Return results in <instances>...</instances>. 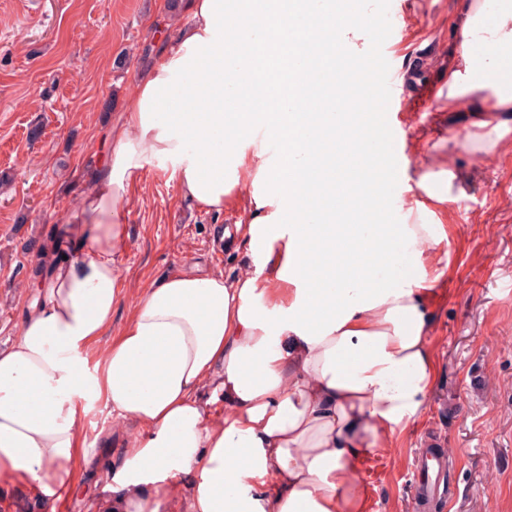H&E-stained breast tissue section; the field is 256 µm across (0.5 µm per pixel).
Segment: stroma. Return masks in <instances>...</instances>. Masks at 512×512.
Wrapping results in <instances>:
<instances>
[{
  "instance_id": "stroma-1",
  "label": "stroma",
  "mask_w": 512,
  "mask_h": 512,
  "mask_svg": "<svg viewBox=\"0 0 512 512\" xmlns=\"http://www.w3.org/2000/svg\"><path fill=\"white\" fill-rule=\"evenodd\" d=\"M164 0H0V348L19 336L26 298L46 275V249L65 255L87 174L132 94L143 63L176 35ZM455 0H388L392 65L413 72L390 107L410 178L454 160L445 268L428 312L436 379L417 422L371 452L367 512H416L409 464L428 441L448 452L458 486L446 512H512V145L479 152L470 117L448 102ZM245 203L208 213L182 198L157 164L133 190L113 329L145 290L176 271L235 277L247 269L240 235L223 227ZM127 424L93 404L82 425L91 450L60 512H98L118 448L101 432Z\"/></svg>"
}]
</instances>
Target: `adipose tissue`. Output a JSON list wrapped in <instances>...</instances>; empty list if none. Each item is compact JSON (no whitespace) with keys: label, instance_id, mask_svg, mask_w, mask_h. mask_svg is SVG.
Masks as SVG:
<instances>
[{"label":"adipose tissue","instance_id":"1","mask_svg":"<svg viewBox=\"0 0 512 512\" xmlns=\"http://www.w3.org/2000/svg\"><path fill=\"white\" fill-rule=\"evenodd\" d=\"M186 9L109 131L71 257L52 261L18 340L0 349V485L57 512L88 456L81 422L100 401L140 429L104 512H365L362 459L419 418L433 383L427 302L450 228L424 207L355 223L366 161L349 147L351 117L300 108L315 81L354 97V65L333 62L362 40L366 0ZM451 22L448 100L469 102L472 138L495 147L512 133V82L498 75L512 0H457ZM153 160L208 212L249 185L238 229L255 269L169 274L116 333V262ZM107 335L89 366L84 349ZM205 383L221 421L199 399Z\"/></svg>","mask_w":512,"mask_h":512}]
</instances>
